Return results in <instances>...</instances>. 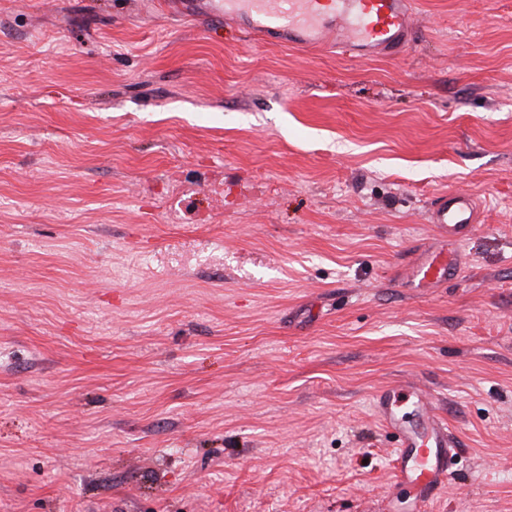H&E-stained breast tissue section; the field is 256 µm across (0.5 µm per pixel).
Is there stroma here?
<instances>
[{
	"instance_id": "obj_1",
	"label": "stroma",
	"mask_w": 512,
	"mask_h": 512,
	"mask_svg": "<svg viewBox=\"0 0 512 512\" xmlns=\"http://www.w3.org/2000/svg\"><path fill=\"white\" fill-rule=\"evenodd\" d=\"M406 51L259 44L128 0H0V512H413L375 392L512 512V0ZM463 279L409 288L442 192ZM479 211L470 194L449 191L437 196L426 209L428 224H437L440 235L459 245L474 224L479 222Z\"/></svg>"
}]
</instances>
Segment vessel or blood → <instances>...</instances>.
Returning a JSON list of instances; mask_svg holds the SVG:
<instances>
[{"label":"vessel or blood","instance_id":"vessel-or-blood-1","mask_svg":"<svg viewBox=\"0 0 512 512\" xmlns=\"http://www.w3.org/2000/svg\"><path fill=\"white\" fill-rule=\"evenodd\" d=\"M207 12L246 35L265 42L345 48L362 58L386 57L406 50L414 36L412 0H207ZM427 223L453 242L448 252L425 254L404 268V282L432 288L458 278L457 244L479 221L474 198L451 191L426 209ZM384 428L395 431L393 482L413 492L417 512L448 484V457L456 447L448 424L438 416L430 390L407 383L373 396Z\"/></svg>","mask_w":512,"mask_h":512}]
</instances>
